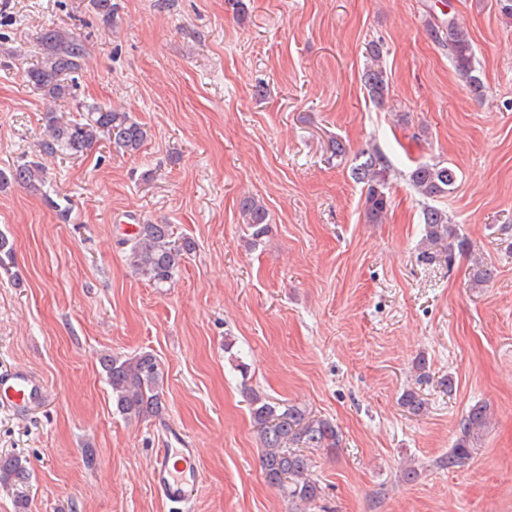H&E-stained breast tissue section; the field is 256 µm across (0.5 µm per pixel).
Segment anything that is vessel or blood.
<instances>
[{
	"label": "vessel or blood",
	"mask_w": 512,
	"mask_h": 512,
	"mask_svg": "<svg viewBox=\"0 0 512 512\" xmlns=\"http://www.w3.org/2000/svg\"><path fill=\"white\" fill-rule=\"evenodd\" d=\"M47 395L43 380L23 368L0 371V405L22 413L40 404ZM174 443L154 449L152 483L161 498L182 512L191 501L197 482L198 451L185 446L181 435Z\"/></svg>",
	"instance_id": "obj_1"
}]
</instances>
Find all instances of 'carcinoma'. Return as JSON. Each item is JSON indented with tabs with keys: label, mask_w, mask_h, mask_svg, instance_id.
I'll return each instance as SVG.
<instances>
[{
	"label": "carcinoma",
	"mask_w": 512,
	"mask_h": 512,
	"mask_svg": "<svg viewBox=\"0 0 512 512\" xmlns=\"http://www.w3.org/2000/svg\"><path fill=\"white\" fill-rule=\"evenodd\" d=\"M435 40L448 46L455 69L466 80L475 97L483 95L484 85L475 75L472 43L467 29L456 18L444 25L431 27ZM40 64L26 72L28 82L59 101L75 99L76 75L82 71L87 47L82 39L63 28L44 30L37 38ZM367 54L370 65L364 74V87L375 103L384 104L389 86L382 65L383 44L371 42ZM87 116L81 120H63L58 113H43L44 137L40 152L55 155L80 156L102 136H107L116 151L137 153L146 140L144 127L127 112L112 107L82 105ZM364 158L353 169L355 179L364 184L365 208L369 221L381 222L390 206V165L372 147L361 152ZM48 178L46 166L39 160L20 159L12 168L0 170V184L15 182L26 186H41ZM458 180L454 169L440 163L417 165L409 174L415 192L424 200L452 193ZM241 210L251 230L252 243H259L269 232L268 212L253 198L241 202ZM423 238L420 260L434 263L440 260L453 265L456 254L470 253L468 242L459 237L448 211L425 205L422 210ZM128 246L126 261L136 273L163 285L178 272L184 255L193 249L188 239L177 242L170 224H139L136 232L123 241ZM106 381L112 391V404L117 412L130 416H150L163 408V372L150 353L131 357L106 355L102 359ZM251 415L262 444V470L267 483L297 506L314 502L320 496L319 485L310 477L311 459L297 449L302 445L332 453L338 448L339 433L328 419L313 418L301 407L284 409L254 396ZM487 424V407L471 408L460 422L461 436L448 453L446 465L458 466L469 457L470 443ZM28 460L20 455L0 456V485L16 486L29 479Z\"/></svg>",
	"instance_id": "1"
}]
</instances>
